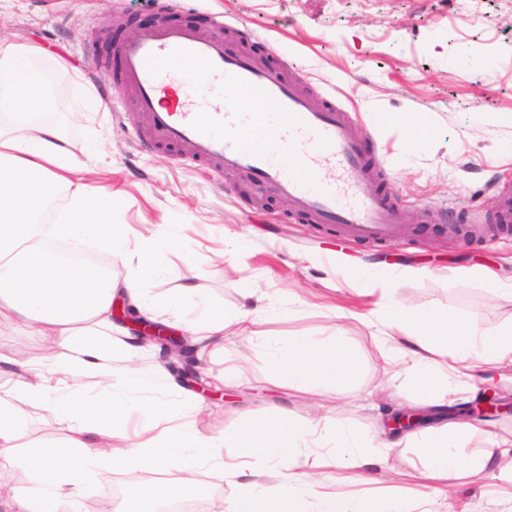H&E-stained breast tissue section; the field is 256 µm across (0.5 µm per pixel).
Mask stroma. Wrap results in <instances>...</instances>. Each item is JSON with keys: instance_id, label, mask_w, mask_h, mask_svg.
Segmentation results:
<instances>
[{"instance_id": "stroma-1", "label": "stroma", "mask_w": 512, "mask_h": 512, "mask_svg": "<svg viewBox=\"0 0 512 512\" xmlns=\"http://www.w3.org/2000/svg\"><path fill=\"white\" fill-rule=\"evenodd\" d=\"M107 18L112 26H104ZM162 20L221 32L276 68L291 62L293 78L351 112L411 234L395 246L351 242L293 212L286 198L243 197L239 177L212 174L172 148L138 147L132 96L120 79L105 82L96 61ZM24 42L62 58L54 79L62 130L75 148L99 144L87 182L111 185L115 222L136 236L182 225L184 247L161 255L167 274L153 293L192 283L233 312L252 309L241 294L252 286L272 308L259 331H338L362 363L356 381L338 392L297 391L270 372L262 348L228 327L222 341L202 346L206 368L232 374L230 388L210 397L168 375L156 391L202 402L193 416L202 433L217 436L245 416L267 418L286 406L371 437L401 409L473 403L468 392L432 399L383 374V338L364 322L379 297L360 294L355 275L387 266L398 273L389 284L395 299L433 301L482 327L512 321V299L460 275L475 268L511 279L512 233L465 241L448 234L450 219L488 224L512 196V154L502 149L512 143V0H176L164 13L156 0H0V44ZM91 95L100 109L77 111ZM415 130L424 143L413 148ZM484 484L478 477L455 483L459 512H512V500L486 494Z\"/></svg>"}]
</instances>
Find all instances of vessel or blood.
<instances>
[{"instance_id":"1","label":"vessel or blood","mask_w":512,"mask_h":512,"mask_svg":"<svg viewBox=\"0 0 512 512\" xmlns=\"http://www.w3.org/2000/svg\"><path fill=\"white\" fill-rule=\"evenodd\" d=\"M114 53L144 120L140 145L174 146L215 174L246 175L262 194L287 197L297 213L338 227L348 240L394 245L404 238L395 203L374 188L376 163L341 106L219 37L163 21ZM186 69L201 82L163 103L164 86ZM228 89L237 102L225 99Z\"/></svg>"}]
</instances>
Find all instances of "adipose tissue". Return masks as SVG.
<instances>
[{
  "instance_id": "1",
  "label": "adipose tissue",
  "mask_w": 512,
  "mask_h": 512,
  "mask_svg": "<svg viewBox=\"0 0 512 512\" xmlns=\"http://www.w3.org/2000/svg\"><path fill=\"white\" fill-rule=\"evenodd\" d=\"M61 68L60 58L39 45H0V323L52 337L54 343L38 381L28 378L29 361L15 359L14 383L0 388V468L21 467L31 483L13 493L15 512H58L116 466L166 475L154 489L158 500L208 497L209 487L198 475L220 471L234 512H433L438 487L466 475L491 476L501 494L512 498V448L468 422L440 419L413 437L417 461L408 473L413 481L408 496L371 500L322 490L310 479L333 469L372 482L393 446L390 440L375 443L350 429L331 431L325 418L300 419L285 407L276 417L246 421L234 433L206 436L186 422L184 400L146 399L161 375L125 368L140 347L112 317L121 295L141 316L162 309L185 319L188 333L202 340L222 339L225 328L238 325L248 338H259L269 367L300 391L335 392L354 379L358 361L340 336L257 337L245 314L224 313L192 284L162 301L151 295L150 284L166 274L158 255L183 247L181 227L164 225L130 245L126 226L114 221L111 188L79 179L84 164L50 102L51 83ZM88 241L126 257L128 274L73 262L56 249L60 242ZM376 319L405 327L402 343L380 356L388 364L408 362L409 378L424 392L452 395L462 387L472 392L476 385L463 374L473 365H512V322L480 327L433 302L397 301L383 305ZM80 374L98 378L103 393L69 388L66 376ZM48 406L71 439L14 454L11 441ZM134 413L149 423L178 417L183 423L130 447L126 422ZM94 436L119 445L102 455L89 444ZM227 448L235 451L229 461L223 456ZM260 461L270 467L293 463L304 478L285 488L262 481L255 470Z\"/></svg>"
}]
</instances>
